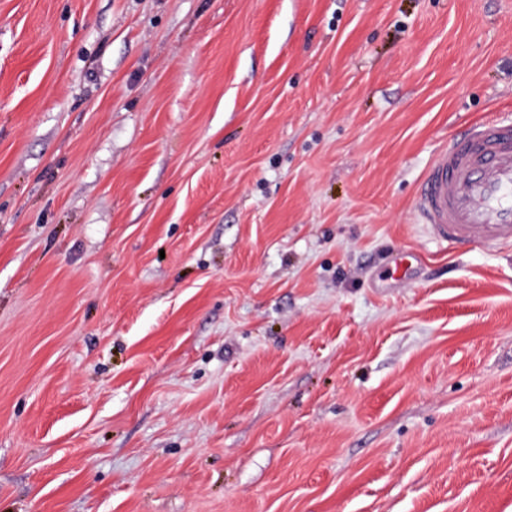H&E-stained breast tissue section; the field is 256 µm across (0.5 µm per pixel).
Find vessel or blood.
Instances as JSON below:
<instances>
[{
  "label": "vessel or blood",
  "instance_id": "b4317fda",
  "mask_svg": "<svg viewBox=\"0 0 512 512\" xmlns=\"http://www.w3.org/2000/svg\"><path fill=\"white\" fill-rule=\"evenodd\" d=\"M421 223L452 245L512 244V118L472 125L438 151L423 173Z\"/></svg>",
  "mask_w": 512,
  "mask_h": 512
}]
</instances>
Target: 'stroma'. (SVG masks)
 <instances>
[{
  "label": "stroma",
  "mask_w": 512,
  "mask_h": 512,
  "mask_svg": "<svg viewBox=\"0 0 512 512\" xmlns=\"http://www.w3.org/2000/svg\"><path fill=\"white\" fill-rule=\"evenodd\" d=\"M508 115L512 0H0V512H512ZM415 207L421 224L452 245L512 244V118L472 125L438 151Z\"/></svg>",
  "instance_id": "35a3bbf8"
}]
</instances>
